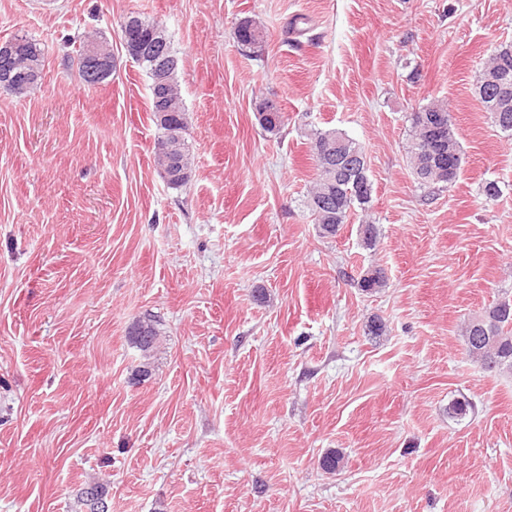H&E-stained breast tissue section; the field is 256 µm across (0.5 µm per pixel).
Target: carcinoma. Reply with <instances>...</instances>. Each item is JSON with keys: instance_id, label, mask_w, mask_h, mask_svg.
<instances>
[{"instance_id": "carcinoma-1", "label": "carcinoma", "mask_w": 512, "mask_h": 512, "mask_svg": "<svg viewBox=\"0 0 512 512\" xmlns=\"http://www.w3.org/2000/svg\"><path fill=\"white\" fill-rule=\"evenodd\" d=\"M134 27L142 31L140 45L144 49L134 61L156 79L157 64L165 57L174 56L169 37L159 43L150 39L154 28L162 27L156 21H146L133 16ZM237 43L247 49L261 41L260 32L246 20L237 26ZM23 55L28 57L30 66L16 74L15 93L21 94L34 86L40 78L44 59L41 46L27 38L20 37ZM102 53L108 49L89 38L84 39L76 50L77 72L87 86L96 85L90 69L91 57L87 56L89 46ZM509 91H503V86ZM477 94L488 112L492 123L502 132L512 135V45H502L493 51L480 73ZM172 120L188 124L183 99L178 92L168 99ZM450 111L443 103H430L411 114L413 135L407 148L410 167L415 178L423 185L443 187L452 184L460 170L455 161L461 159V147L455 132V121L448 119ZM261 128L277 135L284 126V116L272 102L265 101L258 106ZM161 135L157 143L166 142L171 155L181 162L183 169H189L190 149L188 143H178L168 134L169 126L157 123ZM321 150L318 175L309 191L307 204L314 216L319 235L332 238L338 234L350 214L359 209L366 211L371 201L373 184L368 174L364 147L339 130H317L313 132L310 152ZM359 234L364 247L371 249L378 239L376 225L365 222L359 225ZM361 291L373 293L386 286L384 269L375 267L367 270L357 282ZM128 336L134 347L141 353L144 363L137 370V378L151 375L150 358L160 343L161 331L156 322L140 321L130 327ZM465 355L474 363L490 372H512V300L505 299L489 311L471 319L463 330ZM109 490L101 481H92L80 488L76 494L79 512H107Z\"/></svg>"}]
</instances>
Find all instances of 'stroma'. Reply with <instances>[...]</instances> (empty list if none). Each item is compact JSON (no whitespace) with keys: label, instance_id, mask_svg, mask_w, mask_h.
Returning a JSON list of instances; mask_svg holds the SVG:
<instances>
[{"label":"stroma","instance_id":"stroma-1","mask_svg":"<svg viewBox=\"0 0 512 512\" xmlns=\"http://www.w3.org/2000/svg\"><path fill=\"white\" fill-rule=\"evenodd\" d=\"M133 13L178 58L179 188L154 163ZM88 34L114 62L93 87L73 61ZM18 36L45 54L26 95L0 96V512H76L94 477L109 512H512V372L472 363L460 334L512 300V136L476 93L512 0H0V41ZM434 100L462 146L440 191L406 158ZM318 129L365 149L374 248L359 212L317 233ZM375 265L387 285L368 294ZM148 316L162 344L139 382L128 330ZM456 398L473 412L450 417ZM257 114L260 126L266 133L277 135L281 132L284 126V116L273 102H262L258 106Z\"/></svg>","mask_w":512,"mask_h":512}]
</instances>
